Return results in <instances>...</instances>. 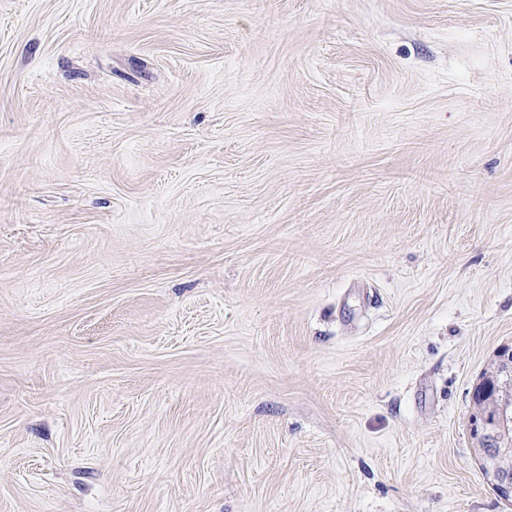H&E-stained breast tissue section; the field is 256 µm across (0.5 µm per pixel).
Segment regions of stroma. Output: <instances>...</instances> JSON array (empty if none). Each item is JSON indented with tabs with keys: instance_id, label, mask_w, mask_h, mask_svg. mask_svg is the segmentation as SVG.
<instances>
[{
	"instance_id": "obj_1",
	"label": "stroma",
	"mask_w": 512,
	"mask_h": 512,
	"mask_svg": "<svg viewBox=\"0 0 512 512\" xmlns=\"http://www.w3.org/2000/svg\"><path fill=\"white\" fill-rule=\"evenodd\" d=\"M512 0H0V512H512ZM509 352V347H504L498 352L499 359L495 363L496 367H493L491 375L488 376L486 373L482 376L473 392L476 411L472 414L471 419L475 418V421L486 431V440L477 443L475 449L479 458L485 461L483 468L486 471H488L487 465L492 468L495 481H497L499 466L506 461L509 455V452L504 453L502 449L504 448L502 445L507 443L508 436L501 412L491 399V392H487V385L490 379H496L502 392H506L508 396L512 395V370L510 371L508 363L503 361Z\"/></svg>"
}]
</instances>
